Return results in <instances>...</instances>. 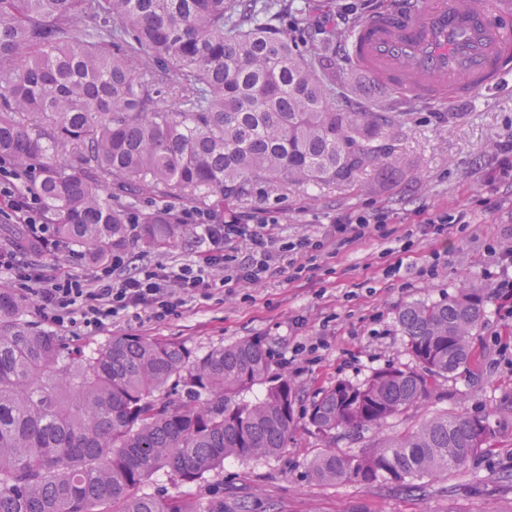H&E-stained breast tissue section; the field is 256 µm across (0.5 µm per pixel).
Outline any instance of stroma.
Masks as SVG:
<instances>
[{
  "mask_svg": "<svg viewBox=\"0 0 512 512\" xmlns=\"http://www.w3.org/2000/svg\"><path fill=\"white\" fill-rule=\"evenodd\" d=\"M297 2L302 15L295 39L305 53L312 48L315 16L342 15L328 35L341 50L373 6V0ZM336 90L363 112L407 113L392 135L397 168L383 173L368 167L350 185L273 186L256 180L248 195L224 204V212H270L279 233L293 238L303 233L321 237L338 219L383 211L391 218L388 239L369 234L345 245L312 273L298 275L287 266L261 287L233 295L214 291L162 324L125 319L94 336L75 327L56 334L64 344L87 351L126 335L183 342L201 352L259 337L271 349L278 370L295 342L321 337L326 345L319 360L301 363L289 376L303 411L338 380L361 382L378 369L414 367L397 324L403 305L443 300L464 286L482 289L485 315L465 371L441 381L435 398L419 411L381 428L336 433L337 450L357 455L430 415L498 411L488 451L461 473L415 479L405 486L319 482L311 462L323 441L300 418L275 458L228 459L223 469L207 472L197 484L181 482L162 469L146 479L143 489L181 498L196 512H209L218 503L224 512H512V345L504 348L494 341L495 335L512 334V321L501 318L496 296L502 277H512V268L502 269L497 252L503 241L512 239V174L499 171V146L512 140V77L474 98L433 106L374 81L340 54ZM432 213H448L456 221L442 233L423 234L421 224ZM431 264L438 268L437 278L420 276V268Z\"/></svg>",
  "mask_w": 512,
  "mask_h": 512,
  "instance_id": "obj_1",
  "label": "stroma"
}]
</instances>
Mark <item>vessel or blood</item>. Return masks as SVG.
Here are the masks:
<instances>
[{"label":"vessel or blood","instance_id":"vessel-or-blood-1","mask_svg":"<svg viewBox=\"0 0 512 512\" xmlns=\"http://www.w3.org/2000/svg\"><path fill=\"white\" fill-rule=\"evenodd\" d=\"M345 54L415 100L469 98L512 75V0H390L355 27Z\"/></svg>","mask_w":512,"mask_h":512}]
</instances>
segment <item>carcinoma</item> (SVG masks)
Wrapping results in <instances>:
<instances>
[{
	"instance_id": "carcinoma-1",
	"label": "carcinoma",
	"mask_w": 512,
	"mask_h": 512,
	"mask_svg": "<svg viewBox=\"0 0 512 512\" xmlns=\"http://www.w3.org/2000/svg\"><path fill=\"white\" fill-rule=\"evenodd\" d=\"M288 0H0V156L37 170L34 190L63 242L106 258L126 243L140 191L223 199L272 185L351 184L395 162L400 114L352 112L316 52L288 38ZM91 21L80 33L77 19ZM73 153L76 164L62 161ZM148 173L152 182L143 184ZM144 252L187 230L138 214ZM480 288L398 313L418 367L386 368L318 393L308 423L325 440L315 478L368 486L448 476L486 451L490 416H435L360 455L336 431L380 428L431 400L471 360ZM294 389L257 339L198 353L114 336L86 352L22 320L0 286V512H195L140 492L167 468L185 483L227 458L277 455Z\"/></svg>"
}]
</instances>
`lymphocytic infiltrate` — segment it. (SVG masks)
Wrapping results in <instances>:
<instances>
[{
	"mask_svg": "<svg viewBox=\"0 0 512 512\" xmlns=\"http://www.w3.org/2000/svg\"><path fill=\"white\" fill-rule=\"evenodd\" d=\"M31 180V171L1 158L0 211H9L16 223L26 225L40 249L59 252L62 245L46 222L41 198L26 188ZM182 221L199 228L208 247L180 264L146 261L132 268L127 254L116 252L87 279L47 275L8 252L0 253V270L15 272L17 289L33 299L44 323L77 325L92 335L123 317L165 322L178 316L188 301L210 296L215 287L231 293L259 284L277 275L285 258L296 260L326 248L323 241L306 235L292 241L280 239L276 219L266 215L252 223L232 218L214 224L206 212L191 208L183 210ZM239 241L245 242V249H236Z\"/></svg>",
	"mask_w": 512,
	"mask_h": 512,
	"instance_id": "f902f5d3",
	"label": "lymphocytic infiltrate"
}]
</instances>
